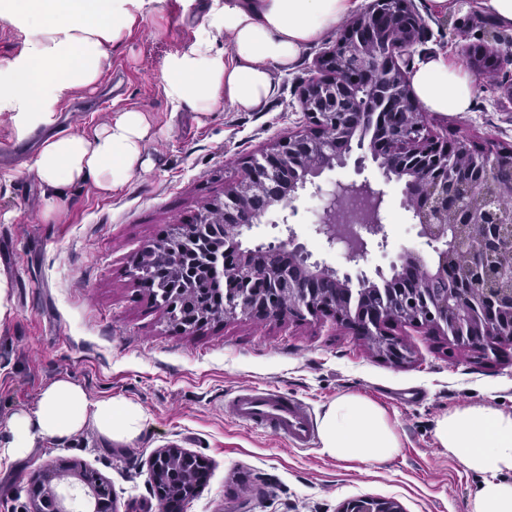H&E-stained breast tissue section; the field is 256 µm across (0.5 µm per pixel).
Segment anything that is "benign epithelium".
Segmentation results:
<instances>
[{"instance_id": "7a95c632", "label": "benign epithelium", "mask_w": 512, "mask_h": 512, "mask_svg": "<svg viewBox=\"0 0 512 512\" xmlns=\"http://www.w3.org/2000/svg\"><path fill=\"white\" fill-rule=\"evenodd\" d=\"M421 32L411 0H371L340 33L336 45L319 59V76L302 90L307 129L295 132L248 161L246 178L230 187L225 200L246 199L235 209L223 208L224 224L243 232L258 223L265 213L252 206L259 198L269 206L286 209L300 190L323 198L314 232L331 250L341 253L350 269L359 271V287L369 289L374 281L361 272V262L374 246H386V192L367 179L328 184L318 181L323 169L306 170L310 153L331 149L329 169L343 167L353 149L362 151L356 159L361 167L368 158L383 164L386 176L402 171L404 194L410 202L420 236L435 255L433 265L415 251L399 256L422 274L415 290V303L430 311L425 319L402 304L395 313L379 309L359 314L344 304L335 291L332 300L313 296L312 288L327 266L311 260L294 233L277 245L245 249L224 257V317L239 314L259 320H278L286 315L297 320L319 314L336 321L367 339L381 356L397 364L409 359L404 342L387 331L394 324L421 325L444 336L448 343L465 350L495 356L501 346L512 343V325L499 319L500 311L512 307V209L498 201L512 196V180L504 184L502 165L512 172V149L496 151L476 145L466 137L444 141L423 133V115L418 111L408 76L399 59ZM493 57L478 47L471 56V68L484 74ZM379 87L385 98L373 113V122L383 115L400 112L404 121L394 132L381 133L369 141L356 140L364 129L366 110L345 112L339 102L349 94L361 95ZM470 159L466 169L460 161ZM465 179L472 187L469 196L448 200V190ZM366 195L371 208L360 224L336 223V200ZM479 239L486 258L506 254L509 264L491 266L486 262L459 261V255L474 239ZM187 457L199 464L193 472L171 468ZM208 462L183 448L170 445L149 460L152 487L159 500L182 503L199 490L207 474ZM79 486L90 512H114L112 487L103 477L76 461H61L40 470L29 482L25 512H71L66 497L59 492L64 480ZM337 512H404L391 498L350 500Z\"/></svg>"}]
</instances>
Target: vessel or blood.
I'll return each instance as SVG.
<instances>
[{"label": "vessel or blood", "instance_id": "vessel-or-blood-1", "mask_svg": "<svg viewBox=\"0 0 512 512\" xmlns=\"http://www.w3.org/2000/svg\"><path fill=\"white\" fill-rule=\"evenodd\" d=\"M237 422L286 438L292 447L310 448L315 425L304 402L281 395L268 387L243 386L225 404Z\"/></svg>", "mask_w": 512, "mask_h": 512}]
</instances>
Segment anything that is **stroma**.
I'll return each mask as SVG.
<instances>
[{"label": "stroma", "instance_id": "stroma-1", "mask_svg": "<svg viewBox=\"0 0 512 512\" xmlns=\"http://www.w3.org/2000/svg\"><path fill=\"white\" fill-rule=\"evenodd\" d=\"M424 28L409 50L411 62L448 54L469 62L470 47H502L512 30L475 12L471 0L454 11L430 12L412 0ZM218 0H158L138 16L113 49L96 94H80V111L61 102L57 129L79 133L126 108L146 112L154 138L148 167L101 195L72 188L52 218L48 196L30 172L32 154L6 160L13 142L0 123V269L10 280V314L0 321V440L13 412L33 408L53 380L70 378L91 397H123L147 419L130 445L108 447L94 430L68 441H46L22 460L0 458V512H24L30 478L44 466L76 458L112 482L117 512H161L149 483L148 462L159 448L176 445L205 458L209 478L182 512H336L355 498L392 497L404 512H469L480 476L468 473L437 447L434 425L448 408L474 402L512 410V345L486 358L449 345L423 326L395 325L410 350L397 365L368 343L322 316L262 322L246 316L208 319L194 329L171 323L134 275L142 250L170 225L194 219L245 173V165L271 144L306 127L300 92L315 77L318 60L333 48L337 29L307 47L294 69L274 75L276 91L254 112L222 106L196 112L173 105L160 74L167 57L205 37L218 36ZM512 63L477 78L472 111L424 113L427 131L440 138L512 148ZM381 185L390 208L388 244L373 249L362 268L390 272L400 253L431 258L419 228L403 205V184L386 180L377 164L363 173ZM354 165L325 171L323 180H351ZM311 196L301 192L288 223L262 219L243 238L247 247L286 239L295 232L313 260L345 270L346 264L311 229ZM245 385L280 389L321 415L336 397L358 392L380 403L403 446L373 466L340 461L319 447L296 449L285 438L243 427L224 413V402Z\"/></svg>", "mask_w": 512, "mask_h": 512}]
</instances>
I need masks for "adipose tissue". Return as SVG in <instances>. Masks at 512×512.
<instances>
[{
    "mask_svg": "<svg viewBox=\"0 0 512 512\" xmlns=\"http://www.w3.org/2000/svg\"><path fill=\"white\" fill-rule=\"evenodd\" d=\"M157 0H0V19L25 35L19 56L0 62V117L10 135L28 139L44 128L31 169L61 202L76 185L107 194L146 169L143 153L152 135L146 113L126 109L81 133L54 132L55 104L78 91L95 90L113 47L126 37L137 12ZM360 0H224L220 25L228 42L211 40L168 56L161 73L175 106L209 111L227 105L239 112L263 106L275 93L274 72L292 69L301 53L355 12ZM413 93L428 112H468L475 82L441 53L420 60L410 74ZM146 414L131 400L95 399L68 378L49 384L32 410L11 414L9 442L0 455L25 458L39 442L70 440L94 429L105 443L125 445L141 435ZM322 454L367 465L385 463L402 446L386 410L355 392L337 396L320 417ZM438 448L482 482L471 512H512V411L489 401L450 408L434 426Z\"/></svg>",
    "mask_w": 512,
    "mask_h": 512,
    "instance_id": "adipose-tissue-1",
    "label": "adipose tissue"
}]
</instances>
